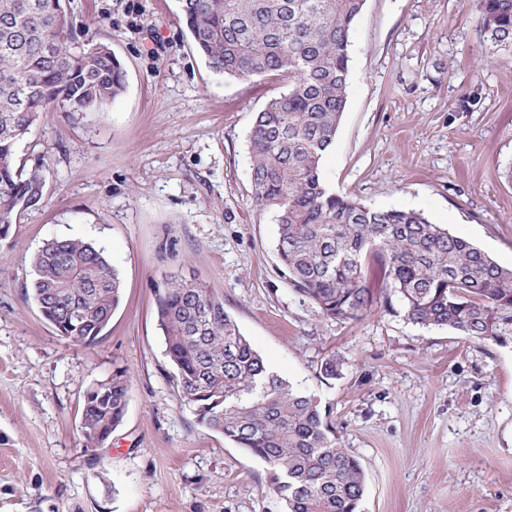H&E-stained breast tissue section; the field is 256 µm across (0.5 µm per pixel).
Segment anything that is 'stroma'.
Segmentation results:
<instances>
[{
    "mask_svg": "<svg viewBox=\"0 0 512 512\" xmlns=\"http://www.w3.org/2000/svg\"><path fill=\"white\" fill-rule=\"evenodd\" d=\"M66 4L76 47L109 46L127 87L96 112L50 108L17 148L50 175L0 239V512H284L267 464L181 398L156 321L171 275L222 298L268 366L319 398L365 469L362 512H512V339L415 325L374 273L355 320L324 318L290 284L247 147L287 79L211 70L178 0ZM511 168L512 45L484 35L470 0H366L327 187L420 213L510 268ZM54 238L95 242L120 274L91 344L60 336L30 295V257ZM118 370L125 417L85 447L83 395Z\"/></svg>",
    "mask_w": 512,
    "mask_h": 512,
    "instance_id": "35a3bbf8",
    "label": "stroma"
}]
</instances>
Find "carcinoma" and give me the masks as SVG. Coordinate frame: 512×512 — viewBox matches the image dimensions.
<instances>
[{"label":"carcinoma","mask_w":512,"mask_h":512,"mask_svg":"<svg viewBox=\"0 0 512 512\" xmlns=\"http://www.w3.org/2000/svg\"><path fill=\"white\" fill-rule=\"evenodd\" d=\"M366 0H179L197 51L237 79L288 76V88L255 116L251 179L274 213L277 254L290 283L328 319L368 313L371 253L413 323L463 336L512 337V269L421 214L375 210L332 192L320 163L346 106L348 46ZM484 33L512 43V0H477ZM65 0H0V238L37 206L50 168H27L17 147L52 106L90 112L125 90L121 61L106 45L75 51ZM32 297L59 335L95 342L121 301L105 250L53 239L31 259ZM157 323L176 367L181 398L197 423L268 464V487L286 512H360L366 475L336 442L317 396L299 391L252 347L224 301L193 280L156 294ZM107 398L83 399L85 447L123 420L129 379L113 373Z\"/></svg>","instance_id":"obj_1"}]
</instances>
